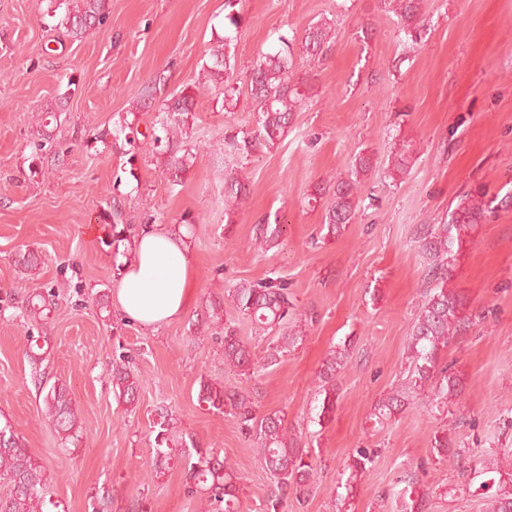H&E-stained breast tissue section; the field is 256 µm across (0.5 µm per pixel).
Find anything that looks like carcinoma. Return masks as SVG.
<instances>
[{"mask_svg":"<svg viewBox=\"0 0 512 512\" xmlns=\"http://www.w3.org/2000/svg\"><path fill=\"white\" fill-rule=\"evenodd\" d=\"M381 2L385 9L407 25L416 23L421 14L422 0ZM55 11V28L73 40L81 39L88 30L105 24L109 19L108 0H56ZM224 19L232 32L224 36V44L212 50L206 70L209 82L227 88L233 80L234 64L231 63L230 46L235 34L239 33V19L231 12L225 14ZM331 39L332 27L318 22L306 30L303 48L313 55L321 53ZM280 42L284 48L261 54L250 74L248 88L257 114V134L242 130L224 136V150L238 157L245 159L261 146L269 148L277 144L290 125L294 112L302 104L303 97L290 84L288 75L292 66L288 39L282 37ZM157 88V83L146 84L136 99V109L155 110L150 144L169 181L177 185L181 183L182 175L194 164L193 155L182 145V137L186 134L188 119L194 112L196 96L190 92V87L185 86L161 98L157 96ZM61 111L62 101L58 100L37 113L38 147L42 148L50 141L54 125L58 124L57 115ZM130 115H135V112L119 117L112 124V129L105 131L103 136L112 137L116 143L121 140L131 142L128 138L133 130V121L128 119ZM357 184V179L353 177L339 179L329 190L324 211L327 234L334 235L342 226L350 223L360 204L356 195ZM248 193L247 184L238 177L231 173L224 177L226 223H234L231 204L246 199ZM484 197L486 192L482 190L476 196L471 192L466 193L450 213L449 219L441 224H429L423 232L422 249L428 259L426 276L433 287L412 325L407 345L409 372L406 380L374 407L373 416L380 424L403 412L415 394L424 392L435 406L445 408L462 393L461 375L455 371L454 364L441 361V356L476 323L480 314L466 312L461 296L448 287V281L453 275L454 247L462 243L460 231L470 224L482 223L489 212L490 204L482 201ZM281 232L279 216L266 217L259 244L274 246ZM137 236L134 225L123 223L122 211L113 209L111 240L105 245L112 248L117 273H122L123 268L118 257L130 259ZM15 265L23 277L30 280L40 260L34 252L25 251L17 255ZM55 297L52 288H30L25 301L26 316L32 321L45 320ZM232 298L239 311L260 330L289 328V332L280 338L281 345L269 348L267 366L275 365L278 355L303 340V326L307 319L296 313L288 281L283 277L241 283L233 288ZM223 316L224 301L214 298L207 300L200 318L195 320L196 329L210 330L221 326L224 363L247 373L255 364L251 348L238 336L234 325L222 323ZM348 346L349 343L345 342L331 350L320 374L323 399L318 419L321 421L336 408L338 394L334 380L338 369L348 360ZM110 381L118 400L128 405L137 401L140 382L131 369L123 365L112 367ZM199 396L210 408L231 415L241 433L254 440L261 464L273 479V487L267 498V512H282L288 495L300 493L313 475L314 461L310 450L302 447L298 439L288 437L283 417L276 413L259 415L250 397L241 391H227L222 384L204 380L200 382ZM44 405L45 416L61 439L67 442L76 439L80 422L67 384L54 382L44 397ZM156 415L159 431L151 468L158 472L169 457V452L162 446L168 444L173 414L168 408L160 406L156 409ZM181 447L188 457H196L187 470V491L192 494L200 491L207 495L214 512H237L239 476L232 466L213 450L200 447L192 438L181 442ZM375 457L373 448H357L352 452L347 465L350 480L346 484V494H351L354 481L372 468ZM48 481L49 473L40 455L26 446L12 426L0 425V512H43Z\"/></svg>","mask_w":512,"mask_h":512,"instance_id":"1","label":"carcinoma"}]
</instances>
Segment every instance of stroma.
Segmentation results:
<instances>
[{
    "mask_svg": "<svg viewBox=\"0 0 512 512\" xmlns=\"http://www.w3.org/2000/svg\"><path fill=\"white\" fill-rule=\"evenodd\" d=\"M49 0H0V423L7 422L44 460L51 479L47 512H208L185 491L179 442L193 437L221 452L240 476V512H265L272 486L253 440L232 416L198 401L208 380L249 393L259 414L279 413L315 461L305 492L286 512H486L491 496L512 489L495 465L512 459V0H423L421 30L408 40L381 0H241L231 51L240 91L235 106L208 86L203 66L224 35V0H111L107 24L73 41L55 30ZM327 21L328 51L306 53L309 25ZM292 37L290 82L305 94L285 136L248 158L224 151L229 130L253 131L246 92L260 52ZM199 89L184 142L196 153L180 185L161 174L147 141L101 142L140 89ZM64 99L54 146L35 149L33 113ZM408 146L405 172L389 161ZM374 159L361 178L350 224L322 237L324 206L315 188L350 177L358 155ZM239 170L250 195L233 223L224 218V174ZM493 195V211L464 233L449 287L484 317L445 352L462 375L449 412L425 396L384 423L377 401L401 383L415 315L430 286L421 228L438 224L471 187ZM160 224L183 235L198 272L197 301H224V319L263 359L277 333L257 331L228 291L236 283L282 276L296 305L312 316L303 341L276 365L241 375L224 363V345L197 333L193 314L170 323H123L102 313L114 295L112 250L89 225L112 219ZM278 215V246L255 245L259 220ZM191 226H183V219ZM41 256L38 284L53 286L47 323L29 321L28 287L17 251ZM44 336L42 368L62 380L78 408V444L66 443L44 416V394L24 355L28 336ZM349 342L336 374L339 399L318 421L320 373L331 349ZM128 358L141 381L139 401L115 399L108 375ZM172 409V458L148 478L158 432L155 409ZM448 434V455L432 442ZM374 448L372 469L345 498L347 464ZM415 485H407V475Z\"/></svg>",
    "mask_w": 512,
    "mask_h": 512,
    "instance_id": "35a3bbf8",
    "label": "stroma"
}]
</instances>
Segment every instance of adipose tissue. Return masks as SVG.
Listing matches in <instances>:
<instances>
[{
  "mask_svg": "<svg viewBox=\"0 0 512 512\" xmlns=\"http://www.w3.org/2000/svg\"><path fill=\"white\" fill-rule=\"evenodd\" d=\"M196 271L186 247L164 226L152 224L139 234L135 252L116 293L121 315L146 325L182 317L195 303Z\"/></svg>",
  "mask_w": 512,
  "mask_h": 512,
  "instance_id": "1",
  "label": "adipose tissue"
}]
</instances>
